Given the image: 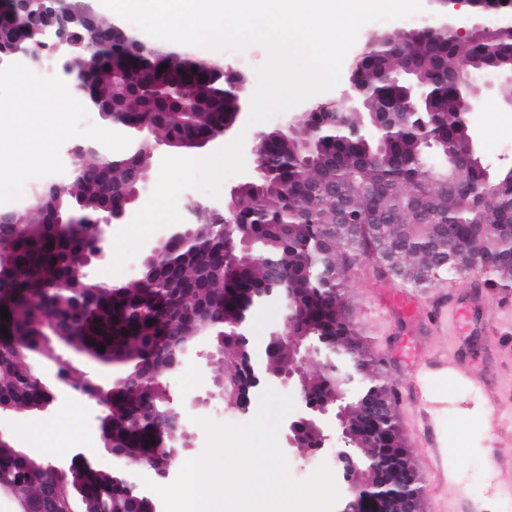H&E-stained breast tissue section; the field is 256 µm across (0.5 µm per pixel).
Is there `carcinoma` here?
<instances>
[{
  "label": "carcinoma",
  "mask_w": 512,
  "mask_h": 512,
  "mask_svg": "<svg viewBox=\"0 0 512 512\" xmlns=\"http://www.w3.org/2000/svg\"><path fill=\"white\" fill-rule=\"evenodd\" d=\"M37 13L34 3L18 10L0 2V33L8 44L34 42L30 18ZM95 35L87 50V33L73 34L83 59L74 89L79 98L101 102V118L126 133L127 150L75 159L79 172L62 190L51 183L36 187L26 204L8 211L9 222L0 223V252L12 259L0 278V307L10 315L0 318L7 329L0 332V403L20 409L42 404L38 360L54 357L57 345L117 366L105 440L123 453L128 472L157 476L179 461L177 411L163 374L206 338L217 348L219 375L240 376L238 356L252 313L272 305L286 315L291 303L300 312L296 332L332 356L338 347L356 354L352 369L373 376L355 392L348 414L362 456H408L397 415L375 422L361 402L383 391L384 380L381 361L356 328L343 276L363 259L394 273L430 271L431 225L451 220L456 244L494 268L485 285L512 287V168L493 172L477 154L466 163V183L447 186L448 151L468 135L462 117L476 102L464 88L466 78L512 66V27L468 41L419 31L373 45L354 67L371 89L370 109L394 118L390 136L368 134L356 114H338L331 102L317 106L303 135L267 132L259 139L264 172L227 203L232 226L220 217L199 221L189 247L144 263L133 285L88 289L86 280L70 275L84 265L98 228L71 220L99 212L105 186L119 198L149 170L145 135L157 133L174 149L187 150L223 129L236 101L216 64L159 47L136 53V35L117 37L111 24L99 23ZM409 69L429 79L427 98H407L395 81ZM422 199L427 209L415 210ZM375 224L388 225L390 241L372 235ZM242 234L251 241L249 261L224 253L226 237ZM49 319L60 329L50 342L44 337ZM266 350L270 361H262V371L288 369L292 352L279 336H269ZM348 369L322 365L307 380L311 402L332 394ZM0 478L38 512H132L143 497L132 479L98 469L63 479L49 472L48 460L16 458L9 445L0 447Z\"/></svg>",
  "instance_id": "cac0c4a2"
}]
</instances>
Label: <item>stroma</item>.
<instances>
[{
    "label": "stroma",
    "mask_w": 512,
    "mask_h": 512,
    "mask_svg": "<svg viewBox=\"0 0 512 512\" xmlns=\"http://www.w3.org/2000/svg\"><path fill=\"white\" fill-rule=\"evenodd\" d=\"M190 52L243 75L251 91L267 60L259 45L242 51L194 46ZM345 88L338 83L264 123L250 124L249 112H242L223 142L243 137L245 170L226 177L218 195H229L254 170L251 146L259 133L300 117L313 104L339 100ZM1 103L19 115L37 116L33 130L44 140L50 159L28 169L23 184L0 193V211L22 204L42 182L63 180L69 145L91 138L104 148L112 146L111 127L97 111L84 106L69 111L62 96L43 97L41 89L5 73H0ZM474 131L479 154L489 166L512 167V108L501 95L485 96ZM483 281L480 274L451 273L421 286H404L419 305L409 316L389 298L390 287L400 285V278L380 273L374 262L360 261L344 278L359 331L395 389L398 418L426 498L441 500L447 512H512V288H488ZM459 310L469 314L466 325L454 319ZM209 353L208 345H200L162 378L189 437V449L180 454L184 461L205 449L201 420H248L225 405L213 383L215 363ZM93 415L87 400H74L44 412L9 414L0 419V433L35 457L63 460L77 448L94 450L97 468L108 472L115 461L101 450L100 433L91 427Z\"/></svg>",
    "instance_id": "1"
}]
</instances>
